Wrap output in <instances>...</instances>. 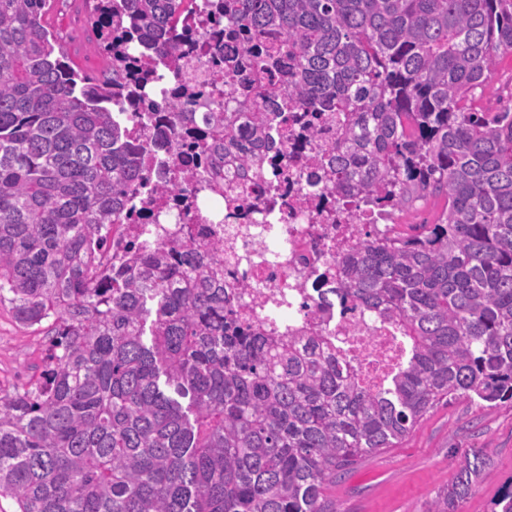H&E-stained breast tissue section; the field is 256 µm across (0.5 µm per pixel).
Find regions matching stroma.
Returning <instances> with one entry per match:
<instances>
[{"label":"stroma","instance_id":"obj_1","mask_svg":"<svg viewBox=\"0 0 512 512\" xmlns=\"http://www.w3.org/2000/svg\"><path fill=\"white\" fill-rule=\"evenodd\" d=\"M49 28L62 36L68 61L96 74L102 57L78 0L58 7ZM492 89L475 94L478 112L512 105V57L503 56ZM45 346L36 328L19 323L9 302L0 303V389L9 391L41 370ZM487 454L489 468L461 506L462 512H490L491 502L512 478V404L479 408L463 400L441 402L395 447L364 456L326 492L340 512H429L438 491L454 481L465 454Z\"/></svg>","mask_w":512,"mask_h":512}]
</instances>
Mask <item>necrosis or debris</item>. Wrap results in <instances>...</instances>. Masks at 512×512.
Masks as SVG:
<instances>
[{"instance_id": "1", "label": "necrosis or debris", "mask_w": 512, "mask_h": 512, "mask_svg": "<svg viewBox=\"0 0 512 512\" xmlns=\"http://www.w3.org/2000/svg\"><path fill=\"white\" fill-rule=\"evenodd\" d=\"M239 128L237 144L213 160L225 179L241 183L237 209L225 210L222 195L195 188L202 164L185 139L177 147L175 168L154 175L153 180L164 183L177 176L192 184V191L179 199L154 197L149 205L152 225H142L139 215L131 214L129 237L146 232L154 241L166 240L178 230L175 218L193 215L194 242L218 247L224 281L235 289L254 321L287 324L297 336L332 337L337 346L359 356L364 384L379 386L400 362L402 347L394 328L351 304L337 302L332 292L336 257L354 241L355 226L328 220V204L313 178V167L299 163L300 156L310 153L313 141L333 142L335 127L321 126L313 133L301 128L290 142L284 137V116L275 112L262 142H255L247 119H240ZM257 145L268 158L278 160L279 172L268 180H240L236 157ZM198 208L205 211L199 218L194 215Z\"/></svg>"}]
</instances>
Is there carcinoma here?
<instances>
[{"mask_svg":"<svg viewBox=\"0 0 512 512\" xmlns=\"http://www.w3.org/2000/svg\"><path fill=\"white\" fill-rule=\"evenodd\" d=\"M56 0H0V302L45 336L38 377L0 393V498L15 512H338L325 494L358 459L392 448L445 399L512 403V110L473 112L512 55V0H93L109 68L75 70L44 23ZM224 19L198 90L249 59L288 70L267 103L336 123L309 157L358 240L336 292L394 327L406 362L376 390L329 336H287L242 316L218 248L115 240L149 187L158 132L207 125L201 153L236 134L224 107L138 106L135 57H168L180 28ZM280 32L278 44L267 31ZM240 165L263 178L261 156ZM444 208L406 237L372 232L427 195ZM465 457L431 512H460L482 478ZM491 512H512V479Z\"/></svg>","mask_w":512,"mask_h":512,"instance_id":"obj_1","label":"carcinoma"}]
</instances>
